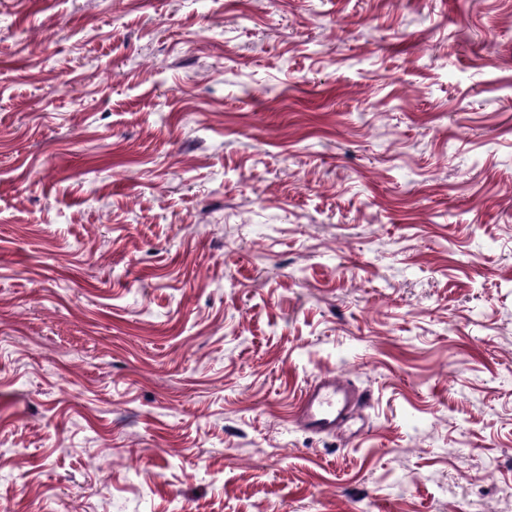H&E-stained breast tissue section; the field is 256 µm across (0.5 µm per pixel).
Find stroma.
<instances>
[{"instance_id": "stroma-1", "label": "stroma", "mask_w": 512, "mask_h": 512, "mask_svg": "<svg viewBox=\"0 0 512 512\" xmlns=\"http://www.w3.org/2000/svg\"><path fill=\"white\" fill-rule=\"evenodd\" d=\"M0 512H512V0H0ZM360 396L346 380L328 374L311 383L303 393L298 423L315 435H333L354 417Z\"/></svg>"}]
</instances>
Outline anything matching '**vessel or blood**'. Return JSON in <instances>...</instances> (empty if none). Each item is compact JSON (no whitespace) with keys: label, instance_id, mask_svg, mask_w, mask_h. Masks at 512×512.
Here are the masks:
<instances>
[{"label":"vessel or blood","instance_id":"obj_1","mask_svg":"<svg viewBox=\"0 0 512 512\" xmlns=\"http://www.w3.org/2000/svg\"><path fill=\"white\" fill-rule=\"evenodd\" d=\"M360 396L346 380L328 374L311 383L303 393L298 423L316 435H332L354 417Z\"/></svg>","mask_w":512,"mask_h":512}]
</instances>
